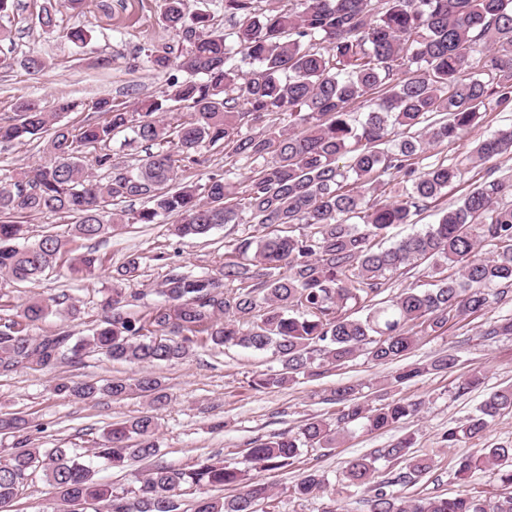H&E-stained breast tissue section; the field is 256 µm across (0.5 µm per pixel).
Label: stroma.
Masks as SVG:
<instances>
[{"mask_svg":"<svg viewBox=\"0 0 512 512\" xmlns=\"http://www.w3.org/2000/svg\"><path fill=\"white\" fill-rule=\"evenodd\" d=\"M40 4L41 0H17L10 12L14 50L11 67L0 69V122L13 117L15 104L21 99H34L48 107L65 99L81 100L82 110L61 117L62 122L76 125L99 120L94 108L98 99H108L132 111L142 99L160 96L165 78L147 66L146 56L167 46L181 47L183 42L181 34L161 20L164 0H83L80 8L62 16L64 26L91 28L92 39L82 48L36 26ZM28 55L46 61L44 72L34 74L23 67ZM103 57L109 58V66H100ZM511 122L510 109L489 112L461 138L435 148L433 155L453 162L464 159L481 138ZM46 157L41 140L0 147V182H11L18 172ZM510 171L512 154L469 168L463 180L450 186L447 195L430 204L414 223L392 227L388 241L425 229L440 208L452 205L485 179ZM263 233V228L255 224H235L215 228L204 238L180 239L171 234L170 224L165 221L121 224L112 234L96 240H70L67 261L42 280L0 288V323L18 319L25 302L38 296L54 300L55 306L45 320L28 325L30 335H85L104 315L102 302L117 267L132 256L139 258L140 269L122 283L125 310L140 317L162 303L158 289L171 270L215 274L236 238ZM87 252L102 258V269L92 276L71 274L69 259ZM485 326V318L470 316L460 319L443 335L423 338L407 356V363H426L451 351L459 363L453 372L429 374L401 385L392 381L395 365L376 366L360 356L324 376L302 377L279 388L257 391L249 385L252 377L279 368L272 353L201 343L185 359L150 366V373L159 378L167 396L165 405L157 410L152 409L147 397L115 399L102 391L103 385L112 380L137 376L140 366L90 353L50 369L20 368L0 373V414L23 417L35 446L74 449L91 462L99 482L111 485L115 495L129 497L139 488L142 474L156 464L187 468L198 458L216 454L225 465L248 469L245 455L250 442L297 430L311 418L334 421L343 405L332 401L330 393L337 384L353 383L359 385L370 405L403 398L422 401V410L415 418L385 431L371 433L358 425L351 427L340 447L303 449L293 466L263 474V481L272 483L275 492L267 505L269 512H325L332 505L338 512H365L361 491L338 488L346 462L389 447L406 436L412 437L415 453L433 455L436 465L418 482L402 487L403 496L418 499L493 494L498 492L499 483L492 470H478L459 481L453 477L454 464L458 456L475 452L479 445L512 442V414L496 418L482 442L448 448L442 441L449 425L472 414L490 392L512 384V336L484 340L481 332ZM474 371L482 373V385L459 392V383ZM62 379L90 382L100 391L85 400L59 395L53 386ZM150 410L158 418L160 452L155 460H132L113 467L93 456L92 450L102 442L108 425ZM309 470L324 474L329 490L306 500L297 499L291 487L301 473ZM56 506L53 488L38 471L29 476L11 510L53 512Z\"/></svg>","mask_w":512,"mask_h":512,"instance_id":"stroma-1","label":"stroma"}]
</instances>
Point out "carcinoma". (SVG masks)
Returning <instances> with one entry per match:
<instances>
[{"mask_svg":"<svg viewBox=\"0 0 512 512\" xmlns=\"http://www.w3.org/2000/svg\"><path fill=\"white\" fill-rule=\"evenodd\" d=\"M224 0L231 32L212 29L207 12L186 14L184 0H165L163 22L182 33L186 51L156 50L149 67L170 74L159 98L141 101L137 111L106 99L95 103L104 119L78 126L59 114L77 112L79 100L49 111L23 99L15 118L0 124V145L48 135L49 159L0 184V288L35 283L58 266L65 240L46 234L32 241L29 227L14 220L24 214H68L71 236L91 240L114 226L154 224L175 217L179 238L204 236L227 224H257L266 235L236 240L219 276L171 271L161 284L164 302L139 319L123 312L120 282L135 276L132 258L117 270L103 304L105 316L90 333L71 341L68 334L31 336L17 321L0 328V370L52 368L70 356L90 352L112 361L153 365L185 359L201 341L217 346L271 350L280 369L251 380V387H282L299 376H322L365 356L375 365L396 363L425 336L471 315L484 316L512 294V175L485 180L439 212L425 231L381 249L376 239L445 195L468 166L512 153V124L500 127L475 147L467 161L419 166L426 154L453 142L492 107H512V0ZM81 0H45L37 24L84 47L88 27L60 26L58 15ZM478 52L477 62L472 53ZM248 65L236 64L235 55ZM476 66L465 77L464 71ZM377 95L364 118L352 106ZM181 108L189 121L167 115ZM288 124H268L254 134L241 132L249 118L270 115ZM145 146L146 155L129 170L113 159L111 144ZM222 145L231 155L263 164L237 195L233 168L211 173L201 183H175L176 169L200 163L205 146ZM112 176L102 182L89 173L85 153ZM272 160H266L267 155ZM384 175L402 188L384 190ZM133 199L145 206L127 217L113 207ZM302 232H296V228ZM490 247V256L481 249ZM432 262L434 287L405 288L384 298L387 274ZM101 260L91 253L70 269L92 275ZM363 315L353 317L350 309ZM49 304L31 298L23 308L28 323L44 319ZM512 335V317L488 325L484 336ZM453 353L428 364H411L393 375L400 385L431 373L451 372ZM104 391L114 398L132 392L164 405L161 381L148 372L128 383L114 380L99 388L61 382L54 391L82 400ZM344 403L335 422L311 418L296 432L258 438L247 448L254 469L276 472L293 464L303 448H334L351 425L379 431L415 417L421 403L405 399L377 406L359 401L356 388L339 385ZM512 413V385L494 392L465 421L443 433L446 447L480 439L491 421ZM157 417L146 413L108 426L94 456L113 466L158 454ZM0 433L15 438L14 452L0 463V508L13 501L29 473L41 470L63 512L76 503L98 504L106 512H179L177 491L190 484L242 487L229 497L201 495L191 512H259L270 487L215 455L190 468L149 470L135 496L125 501L95 479L82 456L66 448L31 445L28 422L0 416ZM412 438L349 460L342 483L365 494L366 512H512V445L480 448L457 458L454 476L480 467L496 471L508 491L482 497L458 494L406 501L398 487L414 484L434 466V458L411 451ZM404 467L381 474L377 462ZM315 471L299 475L297 498L325 492Z\"/></svg>","mask_w":512,"mask_h":512,"instance_id":"cac0c4a2","label":"carcinoma"}]
</instances>
